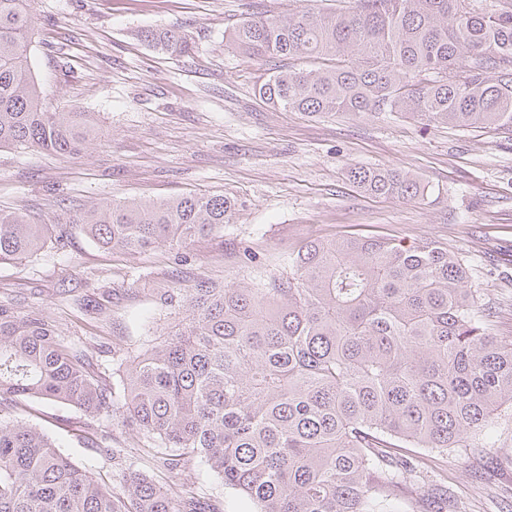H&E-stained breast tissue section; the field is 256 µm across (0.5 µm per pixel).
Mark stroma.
I'll use <instances>...</instances> for the list:
<instances>
[{"label":"stroma","instance_id":"35a3bbf8","mask_svg":"<svg viewBox=\"0 0 512 512\" xmlns=\"http://www.w3.org/2000/svg\"><path fill=\"white\" fill-rule=\"evenodd\" d=\"M327 0H34L35 74L50 108L92 112L97 125L83 149L55 154L0 149V209L50 225L39 256L0 263V302L37 311L61 336L88 350L101 371L165 340L184 323L183 303H161L163 288L200 278L231 286L287 272L286 259L307 241L337 232L381 235L404 245L435 240L458 252L490 315V332L512 340V140L474 139L458 127H423L380 113L310 117L264 105L255 86L264 65L228 48L224 31L243 17L285 15ZM176 28L195 47L172 59L140 34ZM353 166L416 176L424 199L372 197L349 183ZM188 193L236 198L223 231L187 245L144 253L95 247L80 225L54 214L107 199L159 201ZM107 290L89 317L73 299ZM15 420L42 428L62 452L122 492L124 468L166 480L139 434L112 419L126 453L111 459L84 443L78 409L28 401ZM444 482H427L406 512H512V433L501 448L448 451L430 461ZM220 512H256L204 461L183 474Z\"/></svg>","mask_w":512,"mask_h":512}]
</instances>
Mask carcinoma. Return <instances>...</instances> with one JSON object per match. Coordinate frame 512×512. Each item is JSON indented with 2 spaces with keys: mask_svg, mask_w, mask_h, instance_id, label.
I'll return each mask as SVG.
<instances>
[{
  "mask_svg": "<svg viewBox=\"0 0 512 512\" xmlns=\"http://www.w3.org/2000/svg\"><path fill=\"white\" fill-rule=\"evenodd\" d=\"M33 0H0V148L77 151L92 112H51L34 73ZM154 50L194 48L175 29L142 32ZM228 44L270 63L256 88L282 112L400 114L477 137L512 136V0H352L246 17ZM354 186L398 200L420 181L355 166ZM234 199L101 201L56 217L105 249L145 252L224 230ZM49 227L0 211V263L37 256ZM182 326L130 359L118 394L87 354L42 314L0 303V512H198L177 483L123 475L126 494L65 456L40 428L3 411L34 399L72 405L89 425L113 414L146 439L176 479L203 458L258 512H401L420 495L426 452L493 448L509 430L512 343L487 333L457 253L434 241L317 239L288 255V275L224 286L164 288ZM407 448L402 470L391 449Z\"/></svg>",
  "mask_w": 512,
  "mask_h": 512,
  "instance_id": "obj_1",
  "label": "carcinoma"
}]
</instances>
